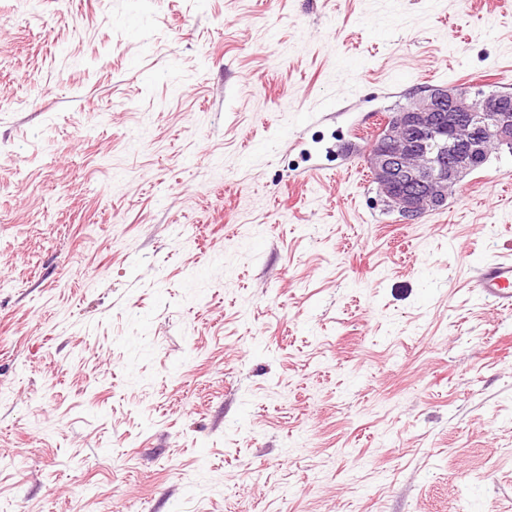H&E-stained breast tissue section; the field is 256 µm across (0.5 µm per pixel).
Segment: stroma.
Returning a JSON list of instances; mask_svg holds the SVG:
<instances>
[{
	"mask_svg": "<svg viewBox=\"0 0 512 512\" xmlns=\"http://www.w3.org/2000/svg\"><path fill=\"white\" fill-rule=\"evenodd\" d=\"M430 86L512 0H0V512H512V151L366 162ZM477 292L487 302L512 306V257H502L482 263L476 268Z\"/></svg>",
	"mask_w": 512,
	"mask_h": 512,
	"instance_id": "obj_1",
	"label": "stroma"
}]
</instances>
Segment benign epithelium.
I'll return each instance as SVG.
<instances>
[{"label":"benign epithelium","instance_id":"obj_1","mask_svg":"<svg viewBox=\"0 0 512 512\" xmlns=\"http://www.w3.org/2000/svg\"><path fill=\"white\" fill-rule=\"evenodd\" d=\"M512 146V97L476 107L460 94L430 88L392 114L367 161L386 199L407 221L448 197L462 175L485 163L486 142Z\"/></svg>","mask_w":512,"mask_h":512}]
</instances>
